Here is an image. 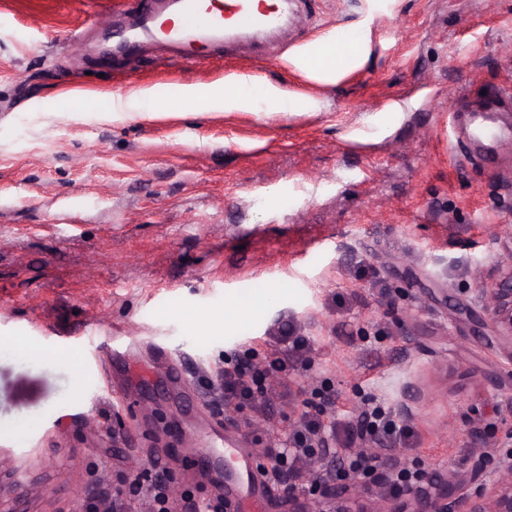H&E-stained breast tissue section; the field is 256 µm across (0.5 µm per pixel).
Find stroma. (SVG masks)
<instances>
[{
    "instance_id": "stroma-1",
    "label": "stroma",
    "mask_w": 512,
    "mask_h": 512,
    "mask_svg": "<svg viewBox=\"0 0 512 512\" xmlns=\"http://www.w3.org/2000/svg\"><path fill=\"white\" fill-rule=\"evenodd\" d=\"M282 29L180 50L112 34L134 0H0V464L20 512H81L147 461L168 493L258 496L202 463L232 442L251 463L306 405L352 421L380 406L412 431L374 440L434 479L512 431V362L456 309L512 243V116L457 150L454 103L512 85V0H304ZM373 16L369 62L331 87L280 58ZM258 86L228 112L230 73ZM321 99L267 112L260 85ZM147 97L130 102L137 90ZM411 107L354 142L388 100ZM309 340L288 397L213 404L207 379L264 366L272 333Z\"/></svg>"
}]
</instances>
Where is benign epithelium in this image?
<instances>
[{
	"mask_svg": "<svg viewBox=\"0 0 512 512\" xmlns=\"http://www.w3.org/2000/svg\"><path fill=\"white\" fill-rule=\"evenodd\" d=\"M480 283L481 325L492 347L512 360V253ZM471 454L478 458L475 469L450 470L429 489L404 488L395 494L384 487L387 470L370 481H336L328 474L331 454L324 453L313 460L317 492L288 491L291 512H512V435L495 440L492 450L481 445Z\"/></svg>",
	"mask_w": 512,
	"mask_h": 512,
	"instance_id": "benign-epithelium-1",
	"label": "benign epithelium"
}]
</instances>
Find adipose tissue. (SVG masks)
<instances>
[{
  "mask_svg": "<svg viewBox=\"0 0 512 512\" xmlns=\"http://www.w3.org/2000/svg\"><path fill=\"white\" fill-rule=\"evenodd\" d=\"M372 51V22L364 20L347 39L326 33L301 45L282 59L284 69L302 73L307 79L334 85L352 71L364 67Z\"/></svg>",
  "mask_w": 512,
  "mask_h": 512,
  "instance_id": "ef3b65f1",
  "label": "adipose tissue"
}]
</instances>
